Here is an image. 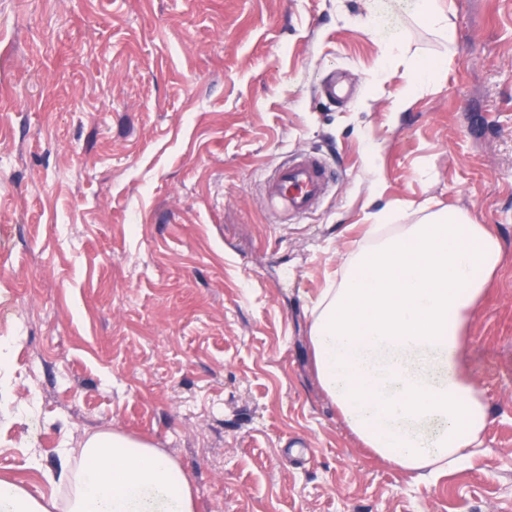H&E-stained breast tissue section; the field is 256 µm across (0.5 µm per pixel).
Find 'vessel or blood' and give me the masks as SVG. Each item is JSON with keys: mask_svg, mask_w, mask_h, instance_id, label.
<instances>
[{"mask_svg": "<svg viewBox=\"0 0 512 512\" xmlns=\"http://www.w3.org/2000/svg\"><path fill=\"white\" fill-rule=\"evenodd\" d=\"M331 179L323 158L313 154H300L279 165L267 181L266 191L289 212L303 216L318 205Z\"/></svg>", "mask_w": 512, "mask_h": 512, "instance_id": "1", "label": "vessel or blood"}]
</instances>
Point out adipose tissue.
I'll use <instances>...</instances> for the list:
<instances>
[{
	"instance_id": "obj_1",
	"label": "adipose tissue",
	"mask_w": 512,
	"mask_h": 512,
	"mask_svg": "<svg viewBox=\"0 0 512 512\" xmlns=\"http://www.w3.org/2000/svg\"><path fill=\"white\" fill-rule=\"evenodd\" d=\"M385 211L352 244L335 287L312 309L317 377L344 424L377 457L410 472L480 453L490 419L463 370L465 328L504 254L489 225L460 210L398 224ZM64 512H197L181 465L121 431L87 437L61 475ZM55 501L0 479V512H54Z\"/></svg>"
}]
</instances>
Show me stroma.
<instances>
[{
    "instance_id": "obj_1",
    "label": "stroma",
    "mask_w": 512,
    "mask_h": 512,
    "mask_svg": "<svg viewBox=\"0 0 512 512\" xmlns=\"http://www.w3.org/2000/svg\"><path fill=\"white\" fill-rule=\"evenodd\" d=\"M441 3L453 33L416 0H0V478L55 496L63 448L115 429L198 512H512V0ZM301 153L335 177L297 217L265 182ZM384 208L467 212L506 255L465 331L485 451L433 477L362 447L308 341ZM438 2V0L419 1L418 18L429 27L448 31L449 34L453 30L454 24L447 11L441 8Z\"/></svg>"
}]
</instances>
